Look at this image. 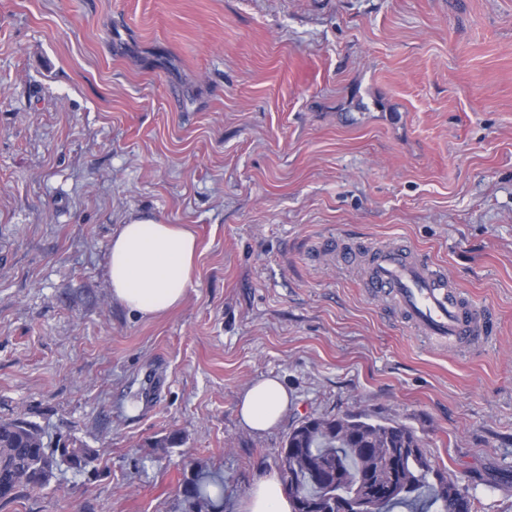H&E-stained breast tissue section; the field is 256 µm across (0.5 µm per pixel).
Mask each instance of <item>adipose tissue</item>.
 <instances>
[{
    "label": "adipose tissue",
    "mask_w": 512,
    "mask_h": 512,
    "mask_svg": "<svg viewBox=\"0 0 512 512\" xmlns=\"http://www.w3.org/2000/svg\"><path fill=\"white\" fill-rule=\"evenodd\" d=\"M196 249L194 234L177 224L140 218L121 225L112 237L109 253L113 298L143 318L181 304L193 286ZM288 404V390L281 379L265 377L241 393L238 414L248 429L262 433L278 424ZM291 509L277 474L267 473L255 480L242 512Z\"/></svg>",
    "instance_id": "1"
}]
</instances>
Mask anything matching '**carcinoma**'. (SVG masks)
Masks as SVG:
<instances>
[{
	"label": "carcinoma",
	"instance_id": "obj_1",
	"mask_svg": "<svg viewBox=\"0 0 512 512\" xmlns=\"http://www.w3.org/2000/svg\"><path fill=\"white\" fill-rule=\"evenodd\" d=\"M95 461L79 446L52 448L42 428L24 417L0 419V503L50 485L65 465L81 473ZM292 512H336V500L366 498L377 512L401 504L411 512H471L466 489L436 464L411 427L379 422L366 414L308 418L294 427L277 452ZM189 512H216L224 501V481L195 476L182 489Z\"/></svg>",
	"mask_w": 512,
	"mask_h": 512
}]
</instances>
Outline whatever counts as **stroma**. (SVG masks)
<instances>
[{
  "label": "stroma",
  "mask_w": 512,
  "mask_h": 512,
  "mask_svg": "<svg viewBox=\"0 0 512 512\" xmlns=\"http://www.w3.org/2000/svg\"><path fill=\"white\" fill-rule=\"evenodd\" d=\"M143 216L198 240L155 319L108 279ZM390 242L494 338L443 350L370 295ZM360 412L512 512V0H0V417L97 456L0 512H187L199 471L240 512L295 425ZM288 390L279 377H265L245 389L238 400L241 422L255 433L278 424L288 410Z\"/></svg>",
  "instance_id": "1"
}]
</instances>
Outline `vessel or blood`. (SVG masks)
<instances>
[{
	"label": "vessel or blood",
	"mask_w": 512,
	"mask_h": 512,
	"mask_svg": "<svg viewBox=\"0 0 512 512\" xmlns=\"http://www.w3.org/2000/svg\"><path fill=\"white\" fill-rule=\"evenodd\" d=\"M374 296L393 297L408 320L440 348L494 336L487 310L467 300L436 266L418 260L402 245L375 249L365 281Z\"/></svg>",
	"instance_id": "obj_1"
}]
</instances>
